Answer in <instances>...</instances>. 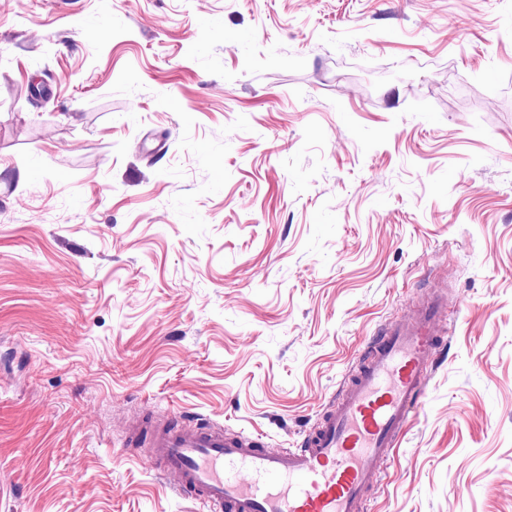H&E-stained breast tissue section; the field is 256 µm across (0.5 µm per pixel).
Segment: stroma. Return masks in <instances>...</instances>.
Listing matches in <instances>:
<instances>
[{
    "instance_id": "obj_1",
    "label": "stroma",
    "mask_w": 512,
    "mask_h": 512,
    "mask_svg": "<svg viewBox=\"0 0 512 512\" xmlns=\"http://www.w3.org/2000/svg\"><path fill=\"white\" fill-rule=\"evenodd\" d=\"M445 282L368 512H512V0H0V512H199Z\"/></svg>"
}]
</instances>
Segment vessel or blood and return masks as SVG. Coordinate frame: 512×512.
<instances>
[{"label": "vessel or blood", "mask_w": 512, "mask_h": 512, "mask_svg": "<svg viewBox=\"0 0 512 512\" xmlns=\"http://www.w3.org/2000/svg\"><path fill=\"white\" fill-rule=\"evenodd\" d=\"M452 307L424 294L407 319L381 327L298 447L213 424L160 426L150 467L201 512H365L381 461L425 396L444 349L437 323Z\"/></svg>", "instance_id": "obj_1"}]
</instances>
